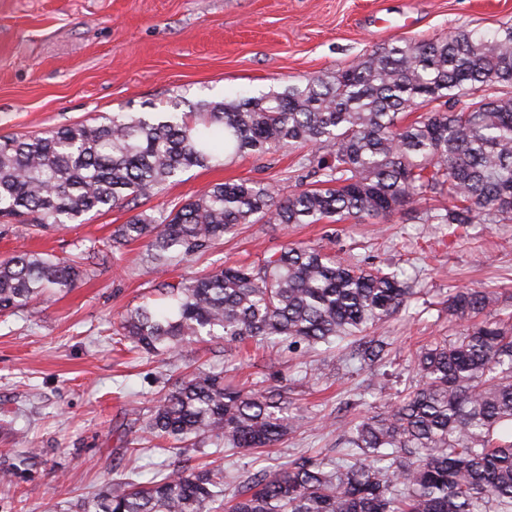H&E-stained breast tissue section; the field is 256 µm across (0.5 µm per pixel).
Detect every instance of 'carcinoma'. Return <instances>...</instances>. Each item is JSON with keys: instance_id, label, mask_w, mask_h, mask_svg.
<instances>
[{"instance_id": "obj_1", "label": "carcinoma", "mask_w": 512, "mask_h": 512, "mask_svg": "<svg viewBox=\"0 0 512 512\" xmlns=\"http://www.w3.org/2000/svg\"><path fill=\"white\" fill-rule=\"evenodd\" d=\"M288 147L312 187L279 195L263 181L216 183L171 211L140 212L112 247L146 241V261L169 264L209 250L243 224H339L419 213L423 224L512 223V26L491 37L459 29L368 55L331 78L281 91L200 100L182 112H117L98 124L0 137V222L40 229L82 224L126 208L221 158ZM446 205H423L427 200ZM101 260L17 252L0 259V314L75 286ZM400 270L289 244L257 264L224 265L165 288L119 324L131 349L173 356L202 336L303 344L353 339L352 360H379V329L416 291ZM484 288L448 293L466 321L415 355L419 385L342 429L332 467L301 459L251 479L231 512H512V311ZM143 420L152 439L176 442L179 466L146 483H108L76 512H210L224 472L193 466L203 443L258 449L301 426L291 398L269 386L224 385V368L182 378ZM26 451L0 481L27 474Z\"/></svg>"}]
</instances>
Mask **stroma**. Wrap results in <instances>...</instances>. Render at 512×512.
Instances as JSON below:
<instances>
[{
	"instance_id": "stroma-1",
	"label": "stroma",
	"mask_w": 512,
	"mask_h": 512,
	"mask_svg": "<svg viewBox=\"0 0 512 512\" xmlns=\"http://www.w3.org/2000/svg\"><path fill=\"white\" fill-rule=\"evenodd\" d=\"M512 25V0H0V135L92 122L115 112H156L167 102L220 100L280 90L290 80L327 77L399 39H431L458 28L494 34ZM250 178L287 194L310 186L296 154L243 156L194 168L180 181L58 231L0 224V257L19 251L66 256L95 247L105 265L72 290L0 315V420L27 434L40 455L16 497L17 512H71L104 479L146 481L169 461L162 443L138 450L129 404L149 409L185 374L223 367L233 387L277 386L303 424L269 448H210L192 454L224 471L220 512L253 474L299 457L337 460L340 425L381 410L418 380L415 350L463 323L448 317L452 288H486L512 307V224L419 223L405 211L339 224H245L208 252L165 267L143 260L134 241L111 252V235L133 212L172 209L203 189ZM321 245L367 266L404 267L418 290L381 331L388 354L376 370L345 360L347 342L315 352L284 344L221 339L186 345L171 358H140L114 335V322L159 288L281 251ZM378 385H371V377Z\"/></svg>"
}]
</instances>
